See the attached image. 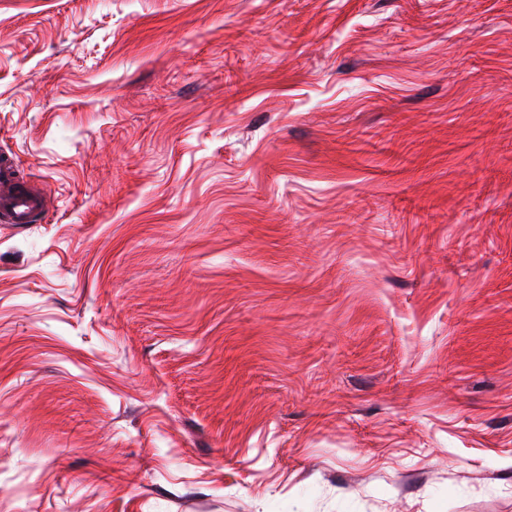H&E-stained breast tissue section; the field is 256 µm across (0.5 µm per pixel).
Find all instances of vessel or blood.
Here are the masks:
<instances>
[{"mask_svg": "<svg viewBox=\"0 0 512 512\" xmlns=\"http://www.w3.org/2000/svg\"><path fill=\"white\" fill-rule=\"evenodd\" d=\"M45 213V199L24 182L19 160L0 156V222L20 228L41 221Z\"/></svg>", "mask_w": 512, "mask_h": 512, "instance_id": "b4317fda", "label": "vessel or blood"}]
</instances>
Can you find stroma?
Listing matches in <instances>:
<instances>
[{
  "mask_svg": "<svg viewBox=\"0 0 512 512\" xmlns=\"http://www.w3.org/2000/svg\"><path fill=\"white\" fill-rule=\"evenodd\" d=\"M0 512H512V0H0ZM21 172L18 159L0 156V222L19 228L41 221L46 213L43 195L24 182Z\"/></svg>",
  "mask_w": 512,
  "mask_h": 512,
  "instance_id": "35a3bbf8",
  "label": "stroma"
}]
</instances>
